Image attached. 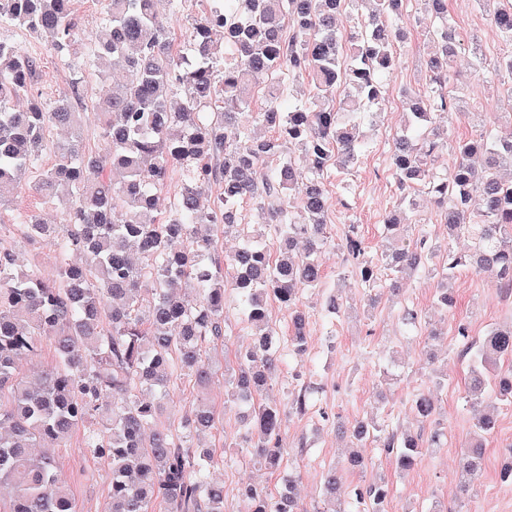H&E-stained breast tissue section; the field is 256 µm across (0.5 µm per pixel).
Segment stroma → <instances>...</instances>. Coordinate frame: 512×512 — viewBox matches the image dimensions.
I'll return each mask as SVG.
<instances>
[{
	"label": "stroma",
	"mask_w": 512,
	"mask_h": 512,
	"mask_svg": "<svg viewBox=\"0 0 512 512\" xmlns=\"http://www.w3.org/2000/svg\"><path fill=\"white\" fill-rule=\"evenodd\" d=\"M104 10L105 0H74L73 19L81 41L64 59L25 30L0 22V39L11 42L19 54L38 60L33 94L54 101L67 94L72 80L79 76L84 77L88 93L97 91L94 73L101 63L95 53L94 35ZM448 13L466 50L458 57L447 85L453 95L465 101L468 112L460 118L437 122L441 148L428 166L437 175L446 173L451 165L456 140L484 135L512 137V77L496 67L500 57L512 53V43L490 25L478 0H448ZM403 15L408 35L397 46L395 69L382 78L385 101L377 123L366 133L358 163L347 171L331 172L326 179L329 243L321 254L325 286L342 293L347 311L337 318L328 317L320 293H304L309 350L300 358L286 359L266 397L270 402L285 404L298 382L317 390L316 403L306 414L288 415L283 434L287 450L284 465L301 472L297 495L305 512H323L319 491L322 475L348 452L345 439L336 431L337 421L348 423L373 416L393 428L419 430L410 403L415 394L429 389L437 396V419L444 431L441 445L424 449L414 469L404 473L377 444H365L361 449L365 467L341 472L338 507H346L355 487L382 481L390 489L393 512H430L435 501L445 512H512V486L502 484L500 479L503 461L512 457V405L490 393L478 401L471 398L460 357L463 344L453 333L460 321L468 324L474 339L483 337L490 327L512 323V297L506 295L494 275L464 269L453 284L452 309L435 304L437 283L422 274L416 276L401 303H394L384 292L371 307L339 249L344 231L354 224L370 251L379 252L385 236L384 220L397 208L401 196L391 163L394 138L405 123L403 94L428 90L426 63L432 50L429 33L438 24L421 10L418 0H404ZM60 213L58 200L45 199L22 187L11 204L0 208V243L13 247L21 263L36 260L45 277L55 278L58 264L53 246L22 243L17 226L31 214L54 224ZM406 306L418 310L437 331L434 343H427L420 331L402 323L400 313ZM224 320L230 336L225 342L212 344L206 352L213 371L209 392L219 421L205 435L190 436L189 442L212 449L214 461L205 479L223 484L224 512H252V503L242 495V488L250 484L274 493L282 485V476L254 464L250 449L240 447L244 429L236 407L224 400V373L235 368L236 352L250 342V330L231 291L225 295ZM431 352L443 375L437 386L426 369ZM487 409L494 412L497 422L483 439L480 491L473 496L459 490L460 458L470 442L475 417ZM50 455L70 487L77 512H104L112 472L104 458L85 447L82 432L73 433L66 446L51 449Z\"/></svg>",
	"instance_id": "obj_1"
}]
</instances>
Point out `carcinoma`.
<instances>
[{
    "label": "carcinoma",
    "mask_w": 512,
    "mask_h": 512,
    "mask_svg": "<svg viewBox=\"0 0 512 512\" xmlns=\"http://www.w3.org/2000/svg\"><path fill=\"white\" fill-rule=\"evenodd\" d=\"M444 21L433 33L438 51L430 58L432 84L442 85L457 44L447 0H424ZM73 0H0V21L8 20L65 57L78 42ZM367 10L353 32L336 30V12ZM401 0H216L189 34L191 56H174L172 21L157 0H107L95 35L98 58L112 60L123 73L118 82L101 81L92 101L106 144L102 151L52 142L54 127L80 128L83 80L54 102L32 98L17 111L11 101L31 94L37 61L0 40V207L28 178L40 194L63 200L61 223L50 227L30 215L20 237L30 244L49 241L58 258V279L44 278L32 266L17 269L12 248L0 244V484L13 496L7 512H77L66 482L48 455L32 449L63 447L74 431L90 424L84 444L112 468L105 512H224V485L203 481L213 462L208 448L187 445L191 432L214 427L212 402L199 396L186 416L182 434L155 427L178 370L201 388L212 377L204 345L227 336L226 289L252 330L249 348L237 355L238 370L226 384V397L246 427L243 448L255 449L258 462L278 470L284 462V413L262 400L281 371L280 337L270 324L269 306L291 315L288 351L308 349L306 319L300 310L304 290L324 287L320 260L327 242L329 198L325 172L358 161L361 151L355 118L361 106L384 101L380 76L396 63L395 38L402 28L388 23L400 15ZM492 25L512 40V0H498ZM306 77L310 96L283 109L289 76ZM276 82L258 128L240 129L237 115L249 108L256 87ZM408 120L396 139L393 175L403 190L400 210L386 218L387 244L372 256L355 225L342 239L344 261L368 289L380 268L390 271L389 288L398 293L419 273L437 280L436 300L453 307L452 282L462 269L491 272L512 288V180L499 174L512 167V139L456 141L448 176L429 178L427 161L439 143L426 133L434 112L459 115L456 99L440 93L427 99L405 96ZM53 154L50 165L43 154ZM311 177L297 181L299 163ZM182 188L167 213L158 192L175 171ZM428 185L438 203H449L448 237L465 235L472 248L458 253L446 240L414 237L405 210L417 208L413 186ZM218 187L213 206L202 198ZM251 201L264 223L242 228L241 204ZM242 233L243 243L219 254L214 230ZM276 252L266 243L268 233ZM83 254L71 263L68 255ZM199 301L185 303L181 290ZM324 311L344 314L339 293H328ZM52 341L56 364L35 380L20 378L16 361L40 352ZM461 356L471 391L489 390L512 403V325L492 327L467 342ZM314 391L288 392V410L304 414ZM416 420L433 424V392H420L410 405ZM495 415L475 423V444L463 462L464 487L472 490L482 465L481 439L494 430ZM337 428L344 425L337 423ZM346 429V428H344ZM350 447L372 442L395 455L402 470L414 468L422 449L440 445L437 428L420 432L389 429L362 418L346 429ZM340 470L322 479V494L336 509ZM299 474L289 472L276 494L247 489L253 512H301L294 489ZM390 493L383 485L354 491L358 512H386Z\"/></svg>",
    "instance_id": "obj_1"
}]
</instances>
